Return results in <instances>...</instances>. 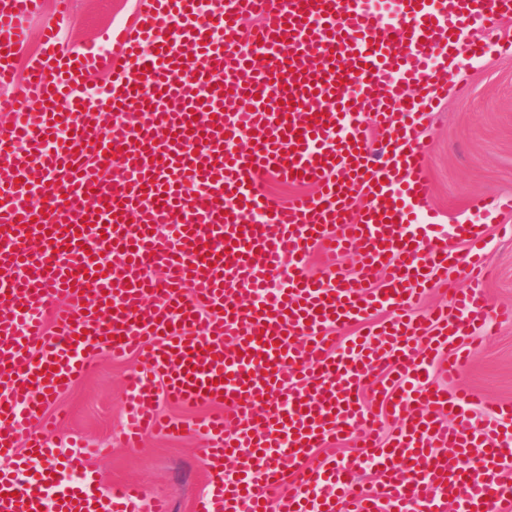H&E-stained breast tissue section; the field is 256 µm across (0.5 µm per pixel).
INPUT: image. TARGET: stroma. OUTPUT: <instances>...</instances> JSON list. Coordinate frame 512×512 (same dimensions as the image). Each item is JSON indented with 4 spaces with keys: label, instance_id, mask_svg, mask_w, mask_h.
<instances>
[{
    "label": "stroma",
    "instance_id": "obj_1",
    "mask_svg": "<svg viewBox=\"0 0 512 512\" xmlns=\"http://www.w3.org/2000/svg\"><path fill=\"white\" fill-rule=\"evenodd\" d=\"M146 7V0H70L63 42L74 48L98 44L107 28L139 22ZM448 79L466 84L467 94L442 101L425 131L437 233L448 232L458 220L483 222L467 207L473 195L512 196V54L494 48L481 61L461 60ZM503 224L512 225V213L486 224L495 275L485 293L494 306L512 305V238L502 237ZM137 366L133 355L121 361L98 355L92 369L47 407L48 416L58 423L56 440L107 449V456L91 465L94 476L104 487H140L142 512L158 496L169 498L171 512H192L194 498L205 485L200 439L151 435L139 447L123 444L124 382ZM459 385L489 403H512V323L500 325L495 335L475 336Z\"/></svg>",
    "mask_w": 512,
    "mask_h": 512
}]
</instances>
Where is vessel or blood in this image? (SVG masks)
I'll list each match as a JSON object with an SVG mask.
<instances>
[{
    "mask_svg": "<svg viewBox=\"0 0 512 512\" xmlns=\"http://www.w3.org/2000/svg\"><path fill=\"white\" fill-rule=\"evenodd\" d=\"M391 3L385 21L372 0H217L204 17L195 0H149L150 28L113 31L101 53L63 48L59 0L24 101H0V512H135L136 486L102 488L88 449L45 433L50 402L101 351L140 358L127 446L203 437L195 512H310L313 497L325 512H512V423L480 427V400L451 384L489 327L491 257L482 225L431 233L423 137L464 92L448 81L459 59L512 51L494 26L512 0ZM42 5L0 0V85ZM98 70L110 80L89 90ZM270 174L318 191L277 201ZM472 205L491 220L512 197ZM350 251L354 275L337 262ZM459 265L469 288L414 316ZM161 394L224 410L165 420ZM341 435L355 451L313 464ZM291 474L299 492L282 490Z\"/></svg>",
    "mask_w": 512,
    "mask_h": 512,
    "instance_id": "obj_1",
    "label": "vessel or blood"
}]
</instances>
